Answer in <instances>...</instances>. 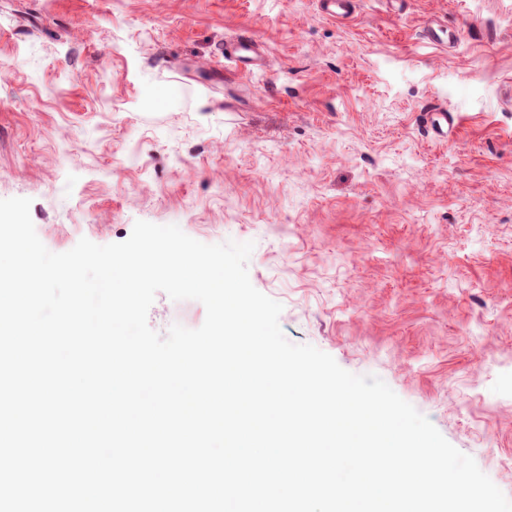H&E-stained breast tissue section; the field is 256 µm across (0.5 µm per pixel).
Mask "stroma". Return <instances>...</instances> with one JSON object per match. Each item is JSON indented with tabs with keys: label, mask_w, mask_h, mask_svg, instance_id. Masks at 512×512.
<instances>
[{
	"label": "stroma",
	"mask_w": 512,
	"mask_h": 512,
	"mask_svg": "<svg viewBox=\"0 0 512 512\" xmlns=\"http://www.w3.org/2000/svg\"><path fill=\"white\" fill-rule=\"evenodd\" d=\"M242 34L264 68L225 64ZM12 197L54 253L139 220L253 242L290 342L381 378L512 497V0H358L345 23L316 0H0ZM204 319L162 293L148 313ZM425 124L440 138L448 139L457 132L459 120L448 110L432 108L424 113Z\"/></svg>",
	"instance_id": "1"
}]
</instances>
